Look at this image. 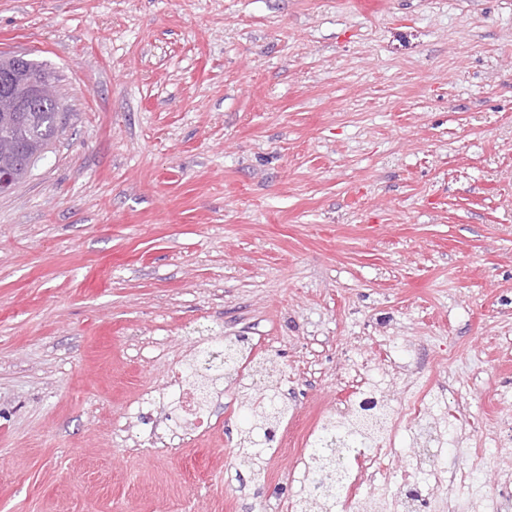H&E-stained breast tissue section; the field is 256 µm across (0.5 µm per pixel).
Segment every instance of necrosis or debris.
<instances>
[{
	"label": "necrosis or debris",
	"mask_w": 512,
	"mask_h": 512,
	"mask_svg": "<svg viewBox=\"0 0 512 512\" xmlns=\"http://www.w3.org/2000/svg\"><path fill=\"white\" fill-rule=\"evenodd\" d=\"M217 385L199 380L191 371L176 370L173 389L168 399L175 410L170 434V450L211 429L214 412L211 408ZM431 397L428 393L410 392L403 407L391 410L383 438L368 448L352 449L345 465V494L336 502V512H359L363 501L385 502L390 512H428L431 501L428 491L444 488L448 491V512H455L459 500L468 498L474 490L475 475L484 465L483 453L443 465L435 461L421 463L424 479L411 483L392 470L394 434L401 423H408L414 441L434 440L428 422Z\"/></svg>",
	"instance_id": "necrosis-or-debris-1"
}]
</instances>
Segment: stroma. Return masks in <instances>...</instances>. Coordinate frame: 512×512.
I'll return each instance as SVG.
<instances>
[{"mask_svg":"<svg viewBox=\"0 0 512 512\" xmlns=\"http://www.w3.org/2000/svg\"><path fill=\"white\" fill-rule=\"evenodd\" d=\"M1 53L67 124L0 194V512H294L364 375L430 376L444 455L512 476V0H0ZM241 336L291 408L262 479L232 378L182 451L126 447Z\"/></svg>","mask_w":512,"mask_h":512,"instance_id":"1","label":"stroma"}]
</instances>
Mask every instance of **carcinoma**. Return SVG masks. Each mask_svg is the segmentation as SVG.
<instances>
[{"instance_id": "cac0c4a2", "label": "carcinoma", "mask_w": 512, "mask_h": 512, "mask_svg": "<svg viewBox=\"0 0 512 512\" xmlns=\"http://www.w3.org/2000/svg\"><path fill=\"white\" fill-rule=\"evenodd\" d=\"M65 119L58 100L41 103L35 112H0V160L3 159V144L12 143L16 149L15 181L26 178L35 164L41 160L45 150L57 137ZM273 382H268L256 399L244 391L245 407L253 420L240 442V454L254 469V476L264 474L261 465L263 442L253 437L254 430L264 433L277 429L288 417V403L276 396ZM379 412L370 406L360 407V412L349 420L338 422L329 418L315 437L317 450L312 453L311 466L307 468L309 492L297 503L296 512H331L339 496L340 474L344 473V459L350 449L381 436V425L372 418Z\"/></svg>"}]
</instances>
